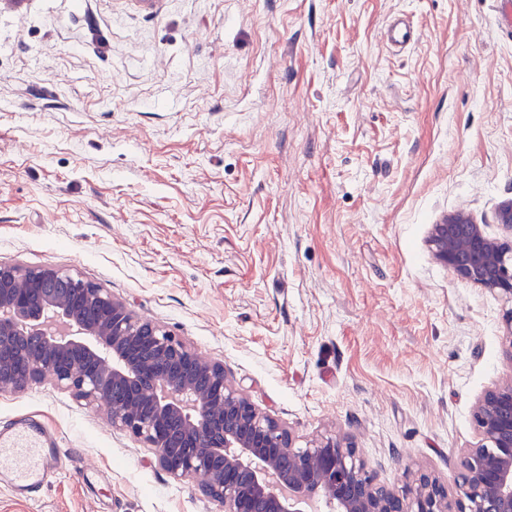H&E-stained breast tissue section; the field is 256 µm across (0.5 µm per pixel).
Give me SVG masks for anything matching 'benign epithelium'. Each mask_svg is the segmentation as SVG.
<instances>
[{
    "instance_id": "7a95c632",
    "label": "benign epithelium",
    "mask_w": 512,
    "mask_h": 512,
    "mask_svg": "<svg viewBox=\"0 0 512 512\" xmlns=\"http://www.w3.org/2000/svg\"><path fill=\"white\" fill-rule=\"evenodd\" d=\"M509 235L493 237L459 211L431 225L433 258L454 280L502 299V359L511 374L484 390L472 413L477 442L460 460L455 500L428 473H403L399 486L377 481L348 437L321 435L303 445L259 409L221 362L210 361L165 326L136 316L105 289L51 267L0 264V336L41 338L0 391L51 382L75 401L104 402L112 425L149 448L175 483L198 474L217 512H512V202L498 212ZM71 294L35 302L50 283ZM84 302L96 320L71 306Z\"/></svg>"
}]
</instances>
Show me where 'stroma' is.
Here are the masks:
<instances>
[{"label": "stroma", "instance_id": "stroma-1", "mask_svg": "<svg viewBox=\"0 0 512 512\" xmlns=\"http://www.w3.org/2000/svg\"><path fill=\"white\" fill-rule=\"evenodd\" d=\"M510 202L497 0H0V263L97 283L381 482L457 494L502 304L426 240L457 211L503 235ZM21 414L60 471L0 512H215L102 410L0 392Z\"/></svg>", "mask_w": 512, "mask_h": 512}]
</instances>
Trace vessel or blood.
I'll list each match as a JSON object with an SVG mask.
<instances>
[{"mask_svg": "<svg viewBox=\"0 0 512 512\" xmlns=\"http://www.w3.org/2000/svg\"><path fill=\"white\" fill-rule=\"evenodd\" d=\"M60 468L59 440L32 417L0 426V483L30 499L51 483Z\"/></svg>", "mask_w": 512, "mask_h": 512, "instance_id": "obj_1", "label": "vessel or blood"}]
</instances>
